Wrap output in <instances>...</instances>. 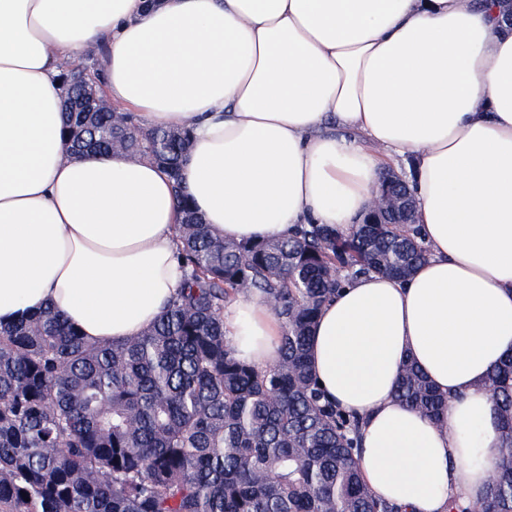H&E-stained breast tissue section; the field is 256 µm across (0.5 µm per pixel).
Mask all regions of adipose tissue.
I'll return each instance as SVG.
<instances>
[{
    "mask_svg": "<svg viewBox=\"0 0 512 512\" xmlns=\"http://www.w3.org/2000/svg\"><path fill=\"white\" fill-rule=\"evenodd\" d=\"M512 0H0V326L53 308L121 341L181 283L171 181L146 158L75 155L61 136L67 63L107 44L117 112L188 128L181 171L215 235L347 231L386 165L413 162L427 257L326 302L309 342L324 395L363 420L371 492L405 512L481 499L500 453L485 388L512 353ZM224 334L278 355L270 302L240 296ZM414 360L448 399L398 401Z\"/></svg>",
    "mask_w": 512,
    "mask_h": 512,
    "instance_id": "ef3b65f1",
    "label": "adipose tissue"
}]
</instances>
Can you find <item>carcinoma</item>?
<instances>
[{"mask_svg":"<svg viewBox=\"0 0 512 512\" xmlns=\"http://www.w3.org/2000/svg\"><path fill=\"white\" fill-rule=\"evenodd\" d=\"M63 140L166 171L182 281L158 321L123 341H90L50 308L0 328V512H403L366 485L359 420L324 398L307 349L342 281L405 277L425 259L416 227L301 224L287 238L226 241L182 183L190 131L67 112ZM238 294L270 301L281 323L271 367L237 358L224 335ZM485 386L501 422L495 477L450 512H512V355ZM395 397L437 421L447 409L412 361Z\"/></svg>","mask_w":512,"mask_h":512,"instance_id":"obj_1","label":"carcinoma"}]
</instances>
